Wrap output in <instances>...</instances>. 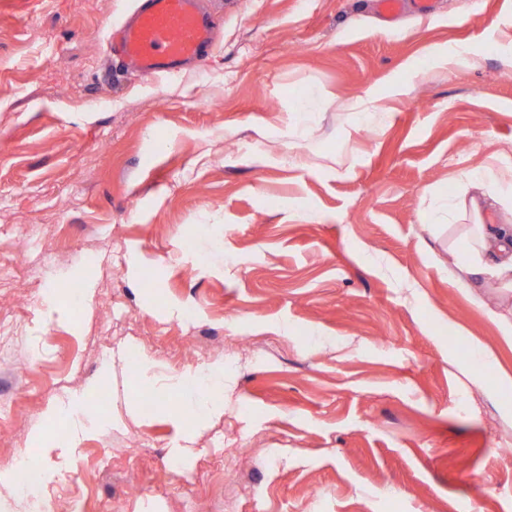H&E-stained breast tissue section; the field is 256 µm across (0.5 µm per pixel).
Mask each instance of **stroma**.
<instances>
[{
	"label": "stroma",
	"mask_w": 512,
	"mask_h": 512,
	"mask_svg": "<svg viewBox=\"0 0 512 512\" xmlns=\"http://www.w3.org/2000/svg\"><path fill=\"white\" fill-rule=\"evenodd\" d=\"M137 2L0 0V313L23 324L0 458L24 449L42 497L86 512H512V341L490 314L512 293L457 288L465 226L428 220L512 151V0L391 27L372 0H207L203 65L158 81L108 63ZM449 48L480 67L419 76ZM396 88L375 133L336 110ZM218 359L231 407L200 421L176 380ZM80 396L106 426L46 419Z\"/></svg>",
	"instance_id": "1"
}]
</instances>
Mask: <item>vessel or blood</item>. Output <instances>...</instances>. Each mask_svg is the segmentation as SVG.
<instances>
[{
  "label": "vessel or blood",
  "instance_id": "1",
  "mask_svg": "<svg viewBox=\"0 0 512 512\" xmlns=\"http://www.w3.org/2000/svg\"><path fill=\"white\" fill-rule=\"evenodd\" d=\"M437 0H376L388 20L405 10L427 16ZM214 38V26L198 0H142L131 21L120 30L114 50L147 76H172L182 64L202 62Z\"/></svg>",
  "mask_w": 512,
  "mask_h": 512
}]
</instances>
